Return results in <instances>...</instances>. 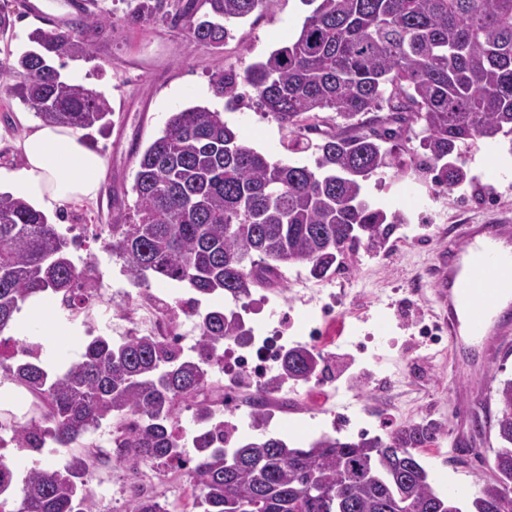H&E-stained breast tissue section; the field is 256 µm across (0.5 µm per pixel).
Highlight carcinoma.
Instances as JSON below:
<instances>
[{
  "label": "carcinoma",
  "mask_w": 512,
  "mask_h": 512,
  "mask_svg": "<svg viewBox=\"0 0 512 512\" xmlns=\"http://www.w3.org/2000/svg\"><path fill=\"white\" fill-rule=\"evenodd\" d=\"M210 11L195 18L197 3ZM276 0H129L127 24L158 15L189 22L192 42L218 49L232 27ZM312 7L298 36L252 64L244 77L217 70L215 94L240 98L239 82L257 93L264 113L298 137L286 148L309 150L314 166L273 160L244 144L220 113L179 110L141 153L126 224L107 225L112 254L136 284H184L197 295L239 302L251 289L280 283L283 267L303 264L316 280L343 260L380 251L396 224L372 204L364 185L394 165L399 142L418 125L422 170L451 191L473 180L462 157L478 139H512V0H302ZM112 29V11L88 0L85 13L45 32L34 47L0 61L9 92L41 121L74 132L112 125L109 100L62 78L65 60L90 62ZM387 110L382 115L380 111ZM335 113L331 131L320 113ZM369 112V123L358 117ZM52 294L67 309L88 308L95 284L74 264L70 242L24 198L0 193V336L17 326L32 300ZM200 355H183L166 337L134 333L120 342L95 336L77 360H16L0 349V384L31 398L36 416L0 429L13 445L39 452L45 440L71 448L102 425L129 468L175 461L171 434L181 410H193L196 455L188 471L193 506L202 512H512V379L489 396L499 447L496 477L463 503L437 492L417 454L444 434L435 422H408L386 438L324 435L306 448L261 434L224 447L211 423L224 405L212 363L224 344L247 335L238 313L210 306L197 313ZM320 353L288 351L283 374L301 384L316 376ZM97 455L64 469L17 473L0 453V512H94L84 481ZM129 512H167L156 498Z\"/></svg>",
  "instance_id": "cac0c4a2"
}]
</instances>
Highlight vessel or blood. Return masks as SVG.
<instances>
[{
    "instance_id": "vessel-or-blood-1",
    "label": "vessel or blood",
    "mask_w": 512,
    "mask_h": 512,
    "mask_svg": "<svg viewBox=\"0 0 512 512\" xmlns=\"http://www.w3.org/2000/svg\"><path fill=\"white\" fill-rule=\"evenodd\" d=\"M435 262L451 348L477 343L497 356L512 343V223L456 225Z\"/></svg>"
}]
</instances>
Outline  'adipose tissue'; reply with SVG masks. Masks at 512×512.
Instances as JSON below:
<instances>
[{
  "label": "adipose tissue",
  "mask_w": 512,
  "mask_h": 512,
  "mask_svg": "<svg viewBox=\"0 0 512 512\" xmlns=\"http://www.w3.org/2000/svg\"><path fill=\"white\" fill-rule=\"evenodd\" d=\"M16 147L21 161L0 169V189L18 192L45 213L99 195L105 160L72 130L32 122Z\"/></svg>",
  "instance_id": "obj_1"
}]
</instances>
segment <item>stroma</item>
<instances>
[{
  "instance_id": "obj_1",
  "label": "stroma",
  "mask_w": 512,
  "mask_h": 512,
  "mask_svg": "<svg viewBox=\"0 0 512 512\" xmlns=\"http://www.w3.org/2000/svg\"><path fill=\"white\" fill-rule=\"evenodd\" d=\"M111 9L115 23L106 43L100 46L96 60L68 61L63 75L78 74L85 87L102 92L114 109L110 130L91 131L87 144L106 160L103 190L98 198L74 201L51 215L50 221L66 236L76 237L72 258L77 266L89 265L105 295L102 308L111 314L134 308L142 293L121 273L109 248L108 225L123 223L133 210L131 190L137 157L134 147H146L159 135L172 112L201 105L221 113L243 142L256 151L283 162L313 164L311 153L293 154L286 150L288 133L270 116L264 115L252 97L237 103L215 95L210 85L213 71L224 69L244 74L247 68L271 51L287 45L299 32L309 6L301 0H277L267 12L254 13L236 25L233 36L217 50L189 42L186 23L172 24L157 17L135 26L126 25L123 16L127 0H102ZM27 0H0V9L14 16L11 42L0 41V59L6 53L20 54L29 49L28 35L39 28V21L27 15ZM8 79L0 78V166L18 163L13 146L24 131V121L36 116L23 107L8 91ZM398 156L406 169L397 175L384 168L367 186L370 200L387 212H395L419 201L432 200L431 209L420 210L419 222L410 226L419 235L416 248H406L402 230H395L384 260L367 256L347 263V278L342 310L351 316L358 335L380 332L390 339L382 362L353 347L339 344L326 353L321 366L322 380L333 382L344 402L357 400L361 409L359 425H333L309 412L288 411L272 421L271 435L292 446H305L328 434L345 439L356 436L358 427L369 435L382 436L409 421H418L429 413L441 415L448 429L438 447L423 451L422 463L436 481L439 490L449 483L466 482L481 486L489 480L493 450L478 458L465 446L455 443L451 433L458 420H472L480 400L495 390L498 381L512 378V349L496 358L482 350L457 353L444 361L422 338L419 329L434 325L439 309L429 272L442 242L430 239L426 227L444 222L446 227L488 220L512 219V147L476 141L466 155L472 174L478 175L486 191L485 199L473 196L470 185L456 188L446 198L435 199L429 175L419 169L422 150L418 138L404 142ZM302 265L288 267L279 285L253 289L245 298L247 309L262 321L259 306L272 298L283 304L294 317L287 334L295 339L305 336L302 314L308 310V296L293 294V279H308ZM123 327L101 321L99 310L80 315L66 335L42 337L43 356L77 358L83 342L90 336L122 335Z\"/></svg>"
}]
</instances>
